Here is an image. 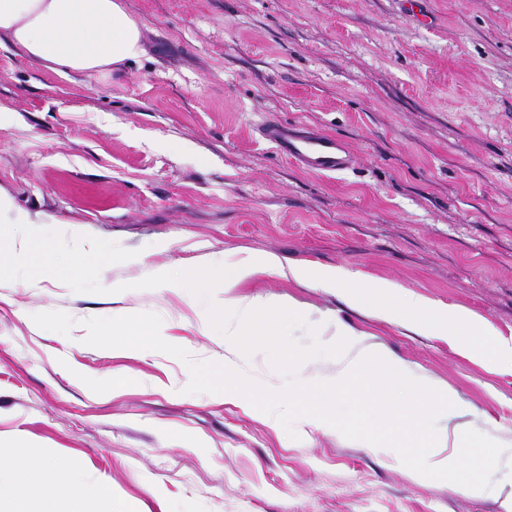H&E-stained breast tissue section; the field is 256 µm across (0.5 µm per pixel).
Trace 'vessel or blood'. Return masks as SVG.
<instances>
[{
    "mask_svg": "<svg viewBox=\"0 0 512 512\" xmlns=\"http://www.w3.org/2000/svg\"><path fill=\"white\" fill-rule=\"evenodd\" d=\"M258 132L279 157L314 173L344 171L357 162L344 140L304 125L267 120L259 125Z\"/></svg>",
    "mask_w": 512,
    "mask_h": 512,
    "instance_id": "b4317fda",
    "label": "vessel or blood"
}]
</instances>
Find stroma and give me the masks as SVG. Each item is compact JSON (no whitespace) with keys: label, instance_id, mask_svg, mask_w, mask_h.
Instances as JSON below:
<instances>
[{"label":"stroma","instance_id":"35a3bbf8","mask_svg":"<svg viewBox=\"0 0 512 512\" xmlns=\"http://www.w3.org/2000/svg\"><path fill=\"white\" fill-rule=\"evenodd\" d=\"M143 55L65 78L0 36V195L44 218L41 288L0 282V456L17 440L71 463L85 512H502L466 491L461 459L414 480L394 440L283 426L249 402L185 393L183 362L85 344L84 320L154 313L168 343L223 361L224 338L152 270L221 256L343 266L469 311L512 337V0H125ZM274 119L342 138L358 157L318 175L255 129ZM101 255L61 287L78 243ZM252 296L299 309L330 344L346 328L447 389L512 484V369L495 367L291 278ZM75 321L39 328V312ZM126 378L112 390L113 375Z\"/></svg>","mask_w":512,"mask_h":512}]
</instances>
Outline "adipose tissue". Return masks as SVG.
<instances>
[{
    "label": "adipose tissue",
    "instance_id": "1",
    "mask_svg": "<svg viewBox=\"0 0 512 512\" xmlns=\"http://www.w3.org/2000/svg\"><path fill=\"white\" fill-rule=\"evenodd\" d=\"M0 34L27 59L63 75L93 76L111 72L143 53L141 28L123 0H0ZM35 219L0 196V223L14 225L11 245L0 249V279L23 276L26 287H40L43 245L29 227ZM289 274L303 284L344 296L374 318L397 321L406 328L440 337L464 353L483 357L512 358V342L481 322L474 314L453 309L391 282H369L359 272L338 266L318 270L307 266L285 267L276 255L225 256L213 264L207 276L171 278L164 269L154 270L152 280L160 288H177L201 294L204 283H221L224 289L223 327L228 343L267 339L274 299L242 294L254 278ZM458 448L463 461V486L478 494H493L489 478L495 457L487 443L470 437L463 428L428 438L406 437L400 445L403 459L414 476L447 469V460L436 449ZM53 489L55 499L44 501L41 512H57L56 498L68 499L80 492L76 470L64 461L34 462L29 448L18 444L0 458V500L13 504V512H29L30 501Z\"/></svg>",
    "mask_w": 512,
    "mask_h": 512
}]
</instances>
